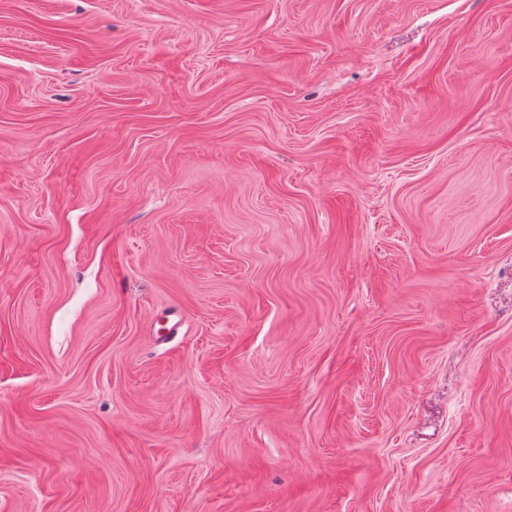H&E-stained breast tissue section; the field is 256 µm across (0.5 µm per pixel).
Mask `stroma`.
Returning <instances> with one entry per match:
<instances>
[{
    "label": "stroma",
    "instance_id": "35a3bbf8",
    "mask_svg": "<svg viewBox=\"0 0 512 512\" xmlns=\"http://www.w3.org/2000/svg\"><path fill=\"white\" fill-rule=\"evenodd\" d=\"M0 512H512V0H0Z\"/></svg>",
    "mask_w": 512,
    "mask_h": 512
}]
</instances>
